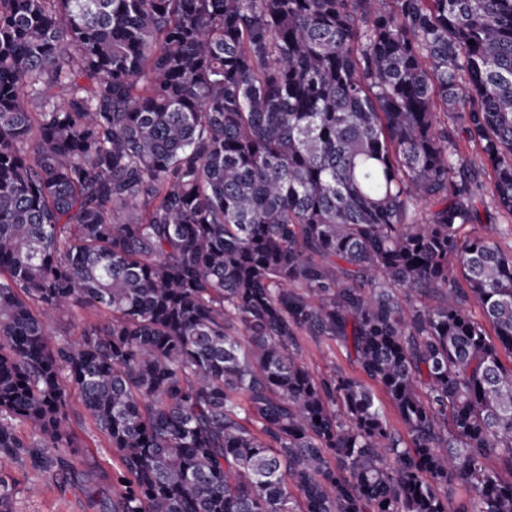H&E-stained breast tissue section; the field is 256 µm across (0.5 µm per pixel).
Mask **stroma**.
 <instances>
[{
  "label": "stroma",
  "instance_id": "stroma-1",
  "mask_svg": "<svg viewBox=\"0 0 512 512\" xmlns=\"http://www.w3.org/2000/svg\"><path fill=\"white\" fill-rule=\"evenodd\" d=\"M304 361L317 374L331 371L352 376L356 369L346 351L324 353L322 346L303 339ZM70 426L76 436L74 471L39 472L19 461L0 464V475L14 484L13 512H107L117 494L112 481L116 462L104 437L85 416L77 390L69 392Z\"/></svg>",
  "mask_w": 512,
  "mask_h": 512
}]
</instances>
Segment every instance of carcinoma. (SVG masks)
Instances as JSON below:
<instances>
[{"mask_svg": "<svg viewBox=\"0 0 512 512\" xmlns=\"http://www.w3.org/2000/svg\"><path fill=\"white\" fill-rule=\"evenodd\" d=\"M485 196L512 0H0V460L74 468L73 387L108 512H512ZM78 309L111 321L50 345ZM301 342L304 346V362L309 370L316 374H325L336 370V374L356 375V369L353 364L354 357L352 355L350 359L345 350L337 348L333 353L326 354L327 358H325L322 353V351H326L325 347L319 346L307 337L302 338Z\"/></svg>", "mask_w": 512, "mask_h": 512, "instance_id": "1", "label": "carcinoma"}]
</instances>
